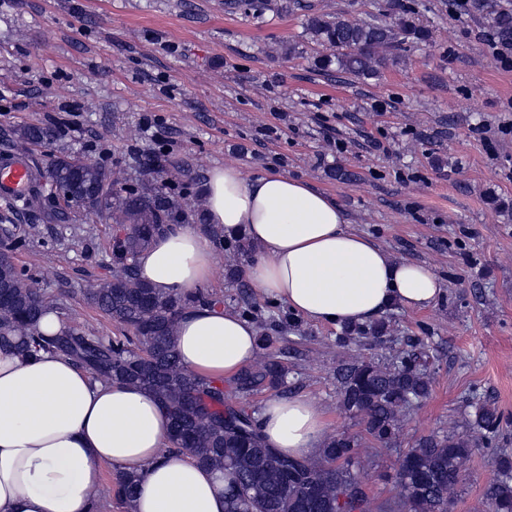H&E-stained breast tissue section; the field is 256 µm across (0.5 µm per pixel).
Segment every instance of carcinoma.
<instances>
[{
	"label": "carcinoma",
	"mask_w": 512,
	"mask_h": 512,
	"mask_svg": "<svg viewBox=\"0 0 512 512\" xmlns=\"http://www.w3.org/2000/svg\"><path fill=\"white\" fill-rule=\"evenodd\" d=\"M306 11L311 41L330 50L314 64L323 72L368 78L396 62V51L409 42L424 41L428 31L401 19L396 23L355 21L343 15L311 11L302 0H287L281 8ZM498 33L512 39V8L491 14ZM14 138L31 145L49 144L50 127L26 126ZM175 162L160 154L147 156L143 178L132 184L112 180V170L87 159L61 153L28 166L31 188L16 197V205L53 220H69V210L100 215L119 225L123 234L112 238V278L84 293L85 301L122 329L120 336H97L72 326L46 337L37 329L40 316L61 307L58 296L36 286L15 264L12 250L24 245L25 229L14 224L0 231L11 252L0 255V350L32 356L48 350L71 358L96 378L118 380L153 393L182 433L172 442L191 452L199 463L228 477L226 512H307L308 488L316 484L320 497L314 512H379L363 491L357 456L361 441L341 434L323 445L315 457H290L264 442L256 411L228 401L224 382L201 381L187 373L174 351L179 314L197 303L222 304L208 293L185 298L163 293L142 281L136 272L139 254L170 224H191L198 207L158 183L152 174ZM215 244L234 255L247 256L243 240H226L210 230ZM382 324L346 326L336 337L347 347L360 339L379 340ZM286 352L249 366L229 382L232 392H254L287 383ZM432 378L416 354L403 355L390 365L375 361L342 364L336 373V393L346 413L359 419L376 443L396 442L401 413L426 398ZM472 426L494 434L500 426L496 412L476 404ZM474 445L453 431L421 437L402 457L397 479L404 492L405 512H450L462 464ZM138 482L135 474L117 476L115 493L129 503ZM486 512H512V460L498 461L497 476L485 492Z\"/></svg>",
	"instance_id": "1"
}]
</instances>
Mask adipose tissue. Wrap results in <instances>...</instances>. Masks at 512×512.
Listing matches in <instances>:
<instances>
[{
  "mask_svg": "<svg viewBox=\"0 0 512 512\" xmlns=\"http://www.w3.org/2000/svg\"><path fill=\"white\" fill-rule=\"evenodd\" d=\"M204 198L207 223L258 246L247 277L259 297L295 315L365 323L395 305L429 307L442 293L430 267L391 259L349 229L334 197L282 172L218 166ZM137 270L153 288L197 295L212 277L213 244L193 225H173L140 254ZM174 348L192 376L229 380L252 363L256 330L233 311L199 303L180 314ZM258 420L267 444L284 453L311 455L323 444L324 413L310 397L269 398ZM170 428L155 396L139 387L101 381L51 351L0 352V512H93L110 495L112 468L140 477L131 512H224L223 473L175 448Z\"/></svg>",
  "mask_w": 512,
  "mask_h": 512,
  "instance_id": "adipose-tissue-1",
  "label": "adipose tissue"
}]
</instances>
